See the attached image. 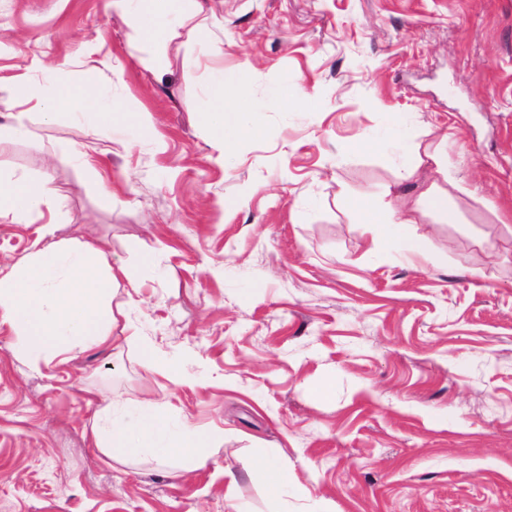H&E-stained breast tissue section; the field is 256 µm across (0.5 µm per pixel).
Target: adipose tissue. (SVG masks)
Returning a JSON list of instances; mask_svg holds the SVG:
<instances>
[{
	"instance_id": "1",
	"label": "adipose tissue",
	"mask_w": 512,
	"mask_h": 512,
	"mask_svg": "<svg viewBox=\"0 0 512 512\" xmlns=\"http://www.w3.org/2000/svg\"><path fill=\"white\" fill-rule=\"evenodd\" d=\"M176 0H148L146 7L134 13L131 26L139 41L164 48L169 30L162 18ZM14 99L35 103L45 116L65 109L76 114L98 112L103 125H111L114 116L134 120L140 127L150 125L148 113L99 111L98 97L92 85H58L46 88L37 81H23L12 90ZM236 77L219 75L210 85L206 111L213 147L229 153L244 127L245 113L239 107ZM50 177L24 176L0 178V219L24 223L39 213L42 206L55 204ZM423 207L455 223L448 208V193L438 185L423 191L417 201L401 199L398 220L379 225L380 238L399 245L408 254H425L424 241L407 231V214ZM54 226H46L34 249L9 270L0 269V320L8 322L32 361L59 356L76 350L99 347L110 339L114 322L111 295L116 274L104 253L94 245L58 240ZM99 423L93 428L94 443L110 459L128 462L151 456L164 463L179 458L185 468L201 467L217 436L191 428L172 434L166 413L157 405L142 403L134 423H126L111 397L101 399Z\"/></svg>"
}]
</instances>
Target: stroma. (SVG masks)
I'll use <instances>...</instances> for the list:
<instances>
[{
    "label": "stroma",
    "mask_w": 512,
    "mask_h": 512,
    "mask_svg": "<svg viewBox=\"0 0 512 512\" xmlns=\"http://www.w3.org/2000/svg\"><path fill=\"white\" fill-rule=\"evenodd\" d=\"M204 5L148 69L110 0H0V99L90 83L154 126L26 103L27 134L0 135V176L51 175L64 201L0 221V267L52 222L126 270L108 345L35 364L0 324V512H512V0ZM220 69L257 124L226 161L204 112ZM438 145L456 222L416 214L422 259L373 244L370 217L438 181L398 179ZM146 342L189 381L146 372ZM101 391L224 440L191 472L116 463ZM265 457L309 498L273 496Z\"/></svg>",
    "instance_id": "stroma-1"
}]
</instances>
